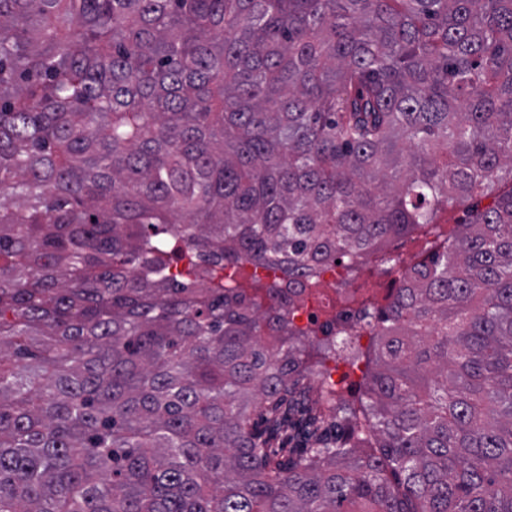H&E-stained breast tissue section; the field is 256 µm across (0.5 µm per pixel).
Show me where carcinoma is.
I'll return each mask as SVG.
<instances>
[{
    "label": "carcinoma",
    "instance_id": "carcinoma-1",
    "mask_svg": "<svg viewBox=\"0 0 512 512\" xmlns=\"http://www.w3.org/2000/svg\"><path fill=\"white\" fill-rule=\"evenodd\" d=\"M476 193L362 419L308 407L310 332L220 272ZM346 503L512 512V0H0V512Z\"/></svg>",
    "mask_w": 512,
    "mask_h": 512
}]
</instances>
